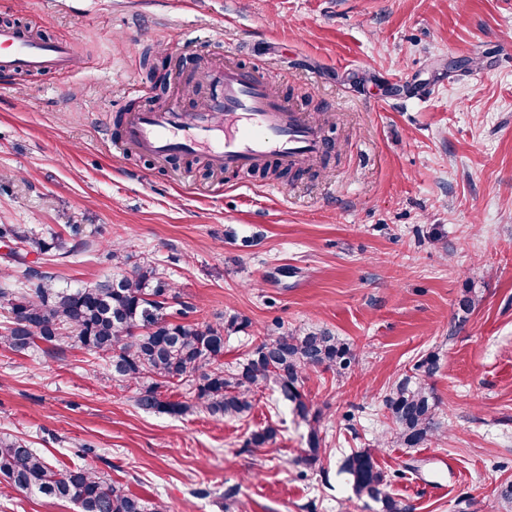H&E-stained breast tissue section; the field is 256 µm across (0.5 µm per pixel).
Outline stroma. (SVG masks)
<instances>
[{
	"mask_svg": "<svg viewBox=\"0 0 512 512\" xmlns=\"http://www.w3.org/2000/svg\"><path fill=\"white\" fill-rule=\"evenodd\" d=\"M75 43L84 67L0 77V224L95 241L59 287L120 273L108 247L164 268L186 319L235 314L224 362L258 337L323 328L348 373L310 372L323 453L273 384L251 414L147 412L108 364L63 341L0 347V436L59 469L85 464L168 512H380L341 459L370 448L407 512H506L512 483V0H0V23ZM235 51L315 124L330 150L287 177L227 175L207 158L116 154L119 118L155 97L193 111L200 74ZM478 303L458 309L463 296ZM438 431L412 451L376 441L383 399L426 354ZM353 421H346V414ZM273 426L262 448L251 431ZM443 483L440 495L429 486ZM0 512H78L0 477Z\"/></svg>",
	"mask_w": 512,
	"mask_h": 512,
	"instance_id": "1",
	"label": "stroma"
}]
</instances>
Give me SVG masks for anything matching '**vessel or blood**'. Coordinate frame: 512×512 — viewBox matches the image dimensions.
Segmentation results:
<instances>
[{"label":"vessel or blood","instance_id":"b4317fda","mask_svg":"<svg viewBox=\"0 0 512 512\" xmlns=\"http://www.w3.org/2000/svg\"><path fill=\"white\" fill-rule=\"evenodd\" d=\"M78 65L72 41H45L13 25L0 26V74L68 73ZM204 79L206 106L196 112L170 104L129 113L113 141L116 152L158 159L206 156L213 167L242 173L311 163L328 150L316 127L271 93L260 69L225 55Z\"/></svg>","mask_w":512,"mask_h":512}]
</instances>
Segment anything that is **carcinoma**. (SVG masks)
I'll use <instances>...</instances> for the list:
<instances>
[{"instance_id":"obj_1","label":"carcinoma","mask_w":512,"mask_h":512,"mask_svg":"<svg viewBox=\"0 0 512 512\" xmlns=\"http://www.w3.org/2000/svg\"><path fill=\"white\" fill-rule=\"evenodd\" d=\"M0 240L24 244L39 254L53 249L65 258L71 253L65 243L49 245L13 224L0 225ZM5 262L17 264V269L0 286V311L7 319L0 345L24 352L68 340L109 363L115 379L133 386L139 408L173 415L200 408L214 417L242 420L253 409L255 388L272 383L308 427L301 463L312 467L320 461L322 417L300 388L312 371L334 369L340 374L349 369L357 360L352 344L322 329L281 332L261 337L244 358L226 368L221 362L224 332L247 327L245 320L230 316L215 327L169 320L166 310L178 295L156 265H136L96 288L61 289L51 273L28 265L16 250ZM437 362L433 354L422 358L415 374L404 375L385 396L390 433L403 448H420L437 431L438 404L426 383ZM171 384L188 386L193 402L163 399L162 389ZM276 434L268 426L252 431L248 442L260 448ZM340 471L349 476L356 497L381 504L382 512H406L387 491V475L372 449L351 451ZM0 475L22 491L73 502L79 512H167L162 503L145 502L93 467L61 472L40 451L13 437H0Z\"/></svg>"}]
</instances>
